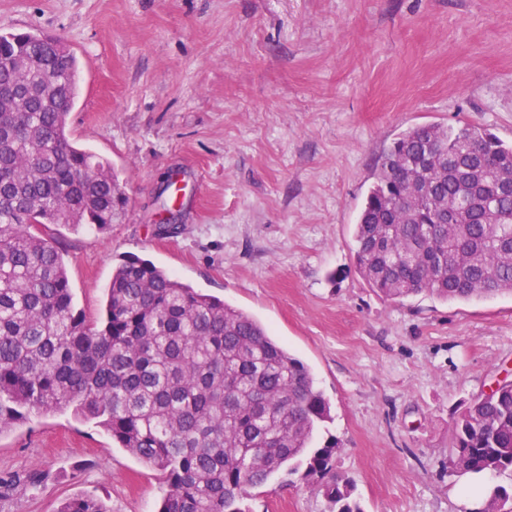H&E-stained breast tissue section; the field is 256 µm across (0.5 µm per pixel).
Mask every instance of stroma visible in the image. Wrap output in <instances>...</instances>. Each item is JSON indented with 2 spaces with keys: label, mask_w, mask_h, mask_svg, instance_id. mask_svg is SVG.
I'll use <instances>...</instances> for the list:
<instances>
[{
  "label": "stroma",
  "mask_w": 512,
  "mask_h": 512,
  "mask_svg": "<svg viewBox=\"0 0 512 512\" xmlns=\"http://www.w3.org/2000/svg\"><path fill=\"white\" fill-rule=\"evenodd\" d=\"M0 33L80 62L67 124L129 198L107 234L47 232L77 309L139 257L251 314L331 406L336 474L363 512H469L512 475L456 476L457 416L512 370V295L391 301L354 262V225L397 135L468 123L512 143V0H0ZM49 473L27 486L32 470ZM0 512L81 492L157 512L161 476L71 412L0 434ZM249 512H327L299 477Z\"/></svg>",
  "instance_id": "1"
}]
</instances>
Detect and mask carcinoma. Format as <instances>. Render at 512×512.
<instances>
[{"instance_id":"1","label":"carcinoma","mask_w":512,"mask_h":512,"mask_svg":"<svg viewBox=\"0 0 512 512\" xmlns=\"http://www.w3.org/2000/svg\"><path fill=\"white\" fill-rule=\"evenodd\" d=\"M20 71L30 106L0 112V433L70 410L160 473L158 512H247V490L281 472L314 485L329 512H362L352 481L333 474L338 441L314 445L329 402L251 315L137 257L112 268L100 317L75 308L65 259L39 227L103 234L126 195L70 137L74 53L59 38L0 34L1 99ZM49 75L58 89L46 97ZM510 177L512 145L486 129L401 132L355 224L358 273L394 301L512 293V196L499 191ZM449 465L512 473V381L458 416ZM483 508L512 512V491L495 487ZM58 512L112 510L84 493Z\"/></svg>"}]
</instances>
